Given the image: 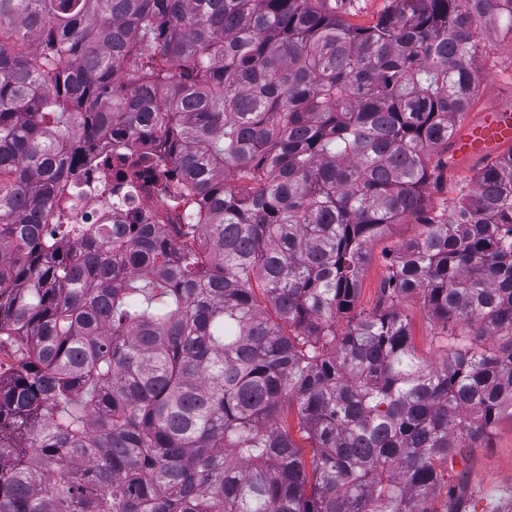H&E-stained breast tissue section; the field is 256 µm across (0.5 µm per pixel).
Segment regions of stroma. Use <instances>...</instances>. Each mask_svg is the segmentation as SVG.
Returning <instances> with one entry per match:
<instances>
[{"label":"stroma","mask_w":512,"mask_h":512,"mask_svg":"<svg viewBox=\"0 0 512 512\" xmlns=\"http://www.w3.org/2000/svg\"><path fill=\"white\" fill-rule=\"evenodd\" d=\"M391 0H325L347 23L367 27L390 7ZM512 113V37L497 30L485 31L474 97L459 118L447 149L434 154L431 166L436 178L426 190V202L437 213L455 209L459 185L473 180L487 162L486 155H464L458 144L469 125L485 118L489 110ZM419 232L415 218L393 225L373 246L371 259L361 279L357 307L369 311L382 300L387 266L384 254L397 243ZM417 352L429 362L439 354L432 337L436 319L420 296L402 307ZM428 512H512V418L503 417L492 434L479 441H466L455 463L443 467V487L427 501Z\"/></svg>","instance_id":"obj_1"}]
</instances>
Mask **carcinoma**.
<instances>
[{"label": "carcinoma", "instance_id": "cac0c4a2", "mask_svg": "<svg viewBox=\"0 0 512 512\" xmlns=\"http://www.w3.org/2000/svg\"><path fill=\"white\" fill-rule=\"evenodd\" d=\"M318 3L0 0V512H427L461 440L512 417V150L458 220L425 196L512 0L369 27ZM144 139L192 222L79 219L82 168ZM419 232L417 220L414 217L405 218L401 224L393 225L387 234L373 246L371 259L365 268L361 279L357 309L371 311L382 301L383 281L387 266L384 253L402 241L408 240ZM402 310L408 319L417 352L431 363L438 362L440 357L432 342V336L439 331V327L436 319L425 307L423 299L419 295L412 296L403 304Z\"/></svg>", "mask_w": 512, "mask_h": 512}]
</instances>
